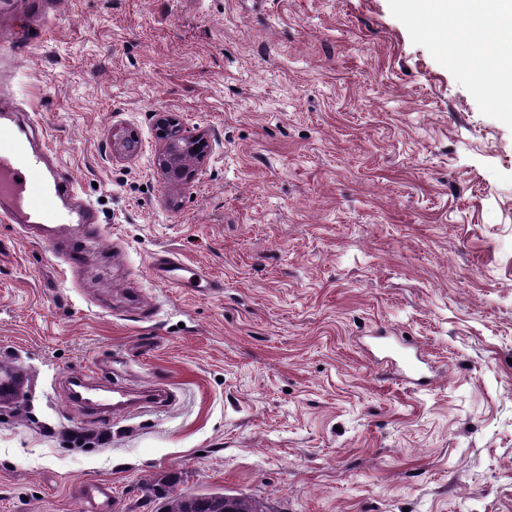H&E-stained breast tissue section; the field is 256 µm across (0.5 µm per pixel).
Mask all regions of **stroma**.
<instances>
[{"label": "stroma", "mask_w": 512, "mask_h": 512, "mask_svg": "<svg viewBox=\"0 0 512 512\" xmlns=\"http://www.w3.org/2000/svg\"><path fill=\"white\" fill-rule=\"evenodd\" d=\"M103 228L0 222V512H512V119L402 0H61L8 82ZM208 155L165 180L156 115ZM131 136L135 149L112 151ZM169 253L216 293L155 279ZM157 314L142 320L131 295ZM167 384L84 417L63 376ZM104 433L80 446L75 433ZM79 497L84 512H112L115 509L111 486L84 485L79 490ZM229 509V510H226ZM161 512H264L263 506L252 499L221 491L167 493Z\"/></svg>", "instance_id": "obj_1"}]
</instances>
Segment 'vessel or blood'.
<instances>
[{"label": "vessel or blood", "mask_w": 512, "mask_h": 512, "mask_svg": "<svg viewBox=\"0 0 512 512\" xmlns=\"http://www.w3.org/2000/svg\"><path fill=\"white\" fill-rule=\"evenodd\" d=\"M33 136L30 126L0 124V220L21 225L31 238L50 244L63 236L72 241L99 239L101 226L90 207H83L69 224L60 223L65 202L73 196V181L61 166L50 161L47 150L34 149ZM153 270L159 279L176 288L200 286L208 293L220 288L219 283L204 279L202 272L170 254L157 255ZM65 387L68 400L92 419L111 416L132 404L160 409L174 400L173 392L161 383L135 389L124 384L101 386L83 370L67 373ZM79 497L83 512H113L115 508L112 489L107 485H85Z\"/></svg>", "instance_id": "vessel-or-blood-1"}]
</instances>
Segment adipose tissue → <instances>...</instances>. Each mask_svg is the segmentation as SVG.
<instances>
[{
    "instance_id": "adipose-tissue-1",
    "label": "adipose tissue",
    "mask_w": 512,
    "mask_h": 512,
    "mask_svg": "<svg viewBox=\"0 0 512 512\" xmlns=\"http://www.w3.org/2000/svg\"><path fill=\"white\" fill-rule=\"evenodd\" d=\"M412 12L428 16L450 45L466 44L485 72L512 85V64L501 61L512 44V0H408Z\"/></svg>"
}]
</instances>
